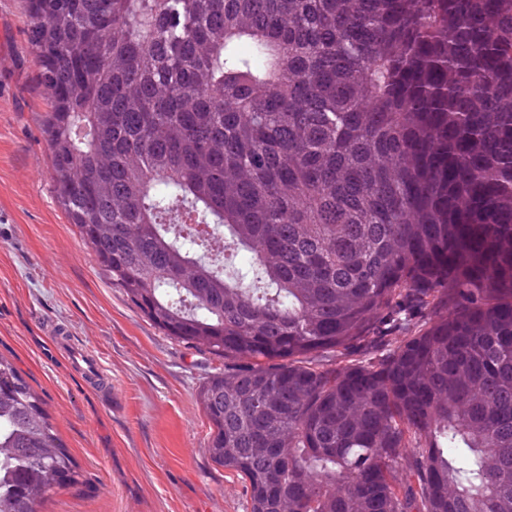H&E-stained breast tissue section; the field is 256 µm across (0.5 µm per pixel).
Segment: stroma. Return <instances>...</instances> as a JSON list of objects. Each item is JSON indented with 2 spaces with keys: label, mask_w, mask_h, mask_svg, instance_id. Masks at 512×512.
<instances>
[{
  "label": "stroma",
  "mask_w": 512,
  "mask_h": 512,
  "mask_svg": "<svg viewBox=\"0 0 512 512\" xmlns=\"http://www.w3.org/2000/svg\"><path fill=\"white\" fill-rule=\"evenodd\" d=\"M24 0H0V356L45 401L80 472L39 512H250L207 452L198 388L222 360L167 336L113 284L50 178ZM100 357L91 380L49 331Z\"/></svg>",
  "instance_id": "obj_1"
}]
</instances>
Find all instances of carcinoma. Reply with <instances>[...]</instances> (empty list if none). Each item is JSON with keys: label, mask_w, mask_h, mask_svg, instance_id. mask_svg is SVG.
<instances>
[{"label": "carcinoma", "mask_w": 512, "mask_h": 512, "mask_svg": "<svg viewBox=\"0 0 512 512\" xmlns=\"http://www.w3.org/2000/svg\"><path fill=\"white\" fill-rule=\"evenodd\" d=\"M26 12L59 203L224 361L198 399L250 512H512V0ZM79 476L0 356V512Z\"/></svg>", "instance_id": "carcinoma-1"}]
</instances>
